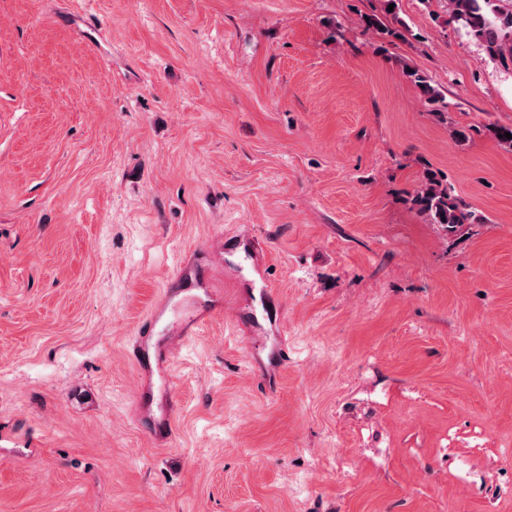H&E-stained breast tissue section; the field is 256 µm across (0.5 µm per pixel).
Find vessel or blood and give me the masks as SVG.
Returning a JSON list of instances; mask_svg holds the SVG:
<instances>
[{"label": "vessel or blood", "mask_w": 512, "mask_h": 512, "mask_svg": "<svg viewBox=\"0 0 512 512\" xmlns=\"http://www.w3.org/2000/svg\"><path fill=\"white\" fill-rule=\"evenodd\" d=\"M173 281V287L163 295V304L149 312L144 330L135 337L130 353L139 375L140 414L152 421L153 439L161 446L172 438L178 400L172 389H159L157 382L171 364L176 345L199 333L211 309L201 298L209 286L194 265L180 264Z\"/></svg>", "instance_id": "b4317fda"}]
</instances>
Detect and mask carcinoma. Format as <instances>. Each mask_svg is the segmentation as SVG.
Listing matches in <instances>:
<instances>
[{
	"mask_svg": "<svg viewBox=\"0 0 512 512\" xmlns=\"http://www.w3.org/2000/svg\"><path fill=\"white\" fill-rule=\"evenodd\" d=\"M396 0H384L383 14L360 17L363 29L379 39L378 50L385 45L406 38L407 24L397 11H388ZM446 23L463 29L467 35L481 42L486 52L502 65H512V0H448ZM403 73L419 90L433 119L448 127L452 138L459 143L471 141L480 133L477 126L458 127L448 120V101L444 91L428 73L403 64ZM411 207L430 224H438L454 234L465 224H483L487 218L466 207L456 187L448 178L426 171L410 197Z\"/></svg>",
	"mask_w": 512,
	"mask_h": 512,
	"instance_id": "carcinoma-1",
	"label": "carcinoma"
}]
</instances>
